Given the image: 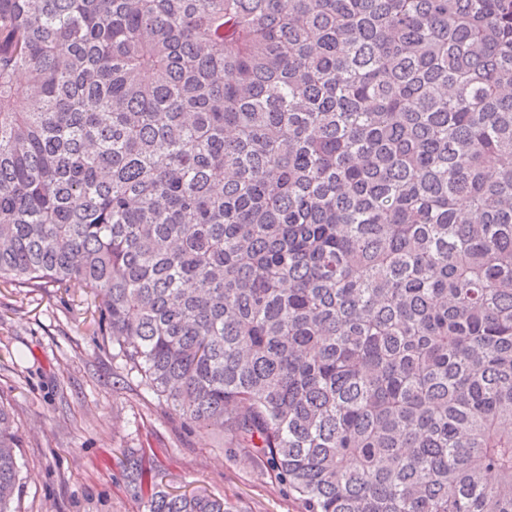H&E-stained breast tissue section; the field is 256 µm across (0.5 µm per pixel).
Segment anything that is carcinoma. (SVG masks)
Instances as JSON below:
<instances>
[{"mask_svg":"<svg viewBox=\"0 0 512 512\" xmlns=\"http://www.w3.org/2000/svg\"><path fill=\"white\" fill-rule=\"evenodd\" d=\"M0 284L303 512H512V0H0Z\"/></svg>","mask_w":512,"mask_h":512,"instance_id":"cac0c4a2","label":"carcinoma"}]
</instances>
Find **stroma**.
<instances>
[{"instance_id":"obj_1","label":"stroma","mask_w":512,"mask_h":512,"mask_svg":"<svg viewBox=\"0 0 512 512\" xmlns=\"http://www.w3.org/2000/svg\"><path fill=\"white\" fill-rule=\"evenodd\" d=\"M86 289L0 285V402L20 436L13 512H146L126 455L143 450L174 494L205 490L240 512H301L270 469L223 433L188 428L92 335Z\"/></svg>"}]
</instances>
